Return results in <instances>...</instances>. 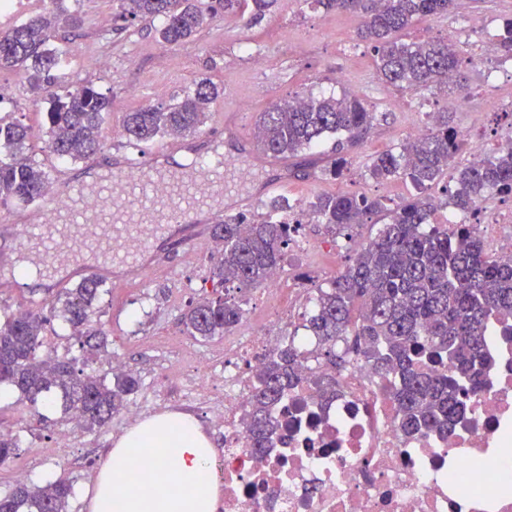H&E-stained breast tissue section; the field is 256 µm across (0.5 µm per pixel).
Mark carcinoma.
Returning a JSON list of instances; mask_svg holds the SVG:
<instances>
[{
    "label": "carcinoma",
    "mask_w": 512,
    "mask_h": 512,
    "mask_svg": "<svg viewBox=\"0 0 512 512\" xmlns=\"http://www.w3.org/2000/svg\"><path fill=\"white\" fill-rule=\"evenodd\" d=\"M117 19L158 21L154 37L167 47L180 46L226 13L250 14L257 22L275 0H118ZM326 11L360 10L361 40L372 45L378 76L389 86L421 94L448 87L461 73L462 59L444 41L407 42L398 34L414 24L444 15L453 0H311ZM53 9L0 30V71L21 72L31 91L50 103L47 150L60 160L79 162L100 148L101 129L111 101L87 83L64 85L68 50L58 41L61 28L82 23L70 0H50ZM219 88L202 78L167 104L126 113L129 141L146 144L157 138L194 133L211 112ZM377 120L373 106L360 97L297 95L269 106L256 123V146L265 153L296 156L333 140L331 173L340 177L349 164L348 150ZM28 127L0 117V205L29 204L45 192L49 175L27 155ZM457 132L442 122L427 135L380 153L367 165L378 182L409 181L415 195L390 208L381 197L341 193L321 196L311 210L334 231L351 230L371 216L386 213L388 222L357 250L350 265L327 288L318 289L304 329L317 340L319 355L336 370L362 355L376 372L392 376V391L401 428L407 435L446 433L467 407L468 394L482 384L488 363L485 340L492 320L512 336V264L490 257L473 224H436L433 185L443 175L455 183L449 204L468 212L486 194L512 195V148L499 149L461 169L451 167L460 150ZM268 216L252 222L243 214L213 227L221 241L213 275L224 284L258 287L283 258L291 228L287 206L273 200ZM108 291L103 281L86 278L48 300L70 335L89 350L106 347V333L91 322L95 301ZM364 309L352 322L355 306ZM243 308L227 295L205 299L183 315L188 335L210 340L231 331ZM46 318L38 312H0V385H9L36 403L60 397L64 414H75L88 429L101 427L120 413L139 386L130 373L107 376L73 358L39 353ZM302 354L290 339L269 355L252 396L250 447H268L277 424L273 409L283 393L301 381ZM448 359L454 373L424 368V362ZM19 448L15 436L0 435V464ZM73 485L60 477L45 485L18 481L0 495V512H69Z\"/></svg>",
    "instance_id": "obj_1"
}]
</instances>
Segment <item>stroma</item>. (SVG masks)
Returning a JSON list of instances; mask_svg holds the SVG:
<instances>
[{
    "instance_id": "stroma-1",
    "label": "stroma",
    "mask_w": 512,
    "mask_h": 512,
    "mask_svg": "<svg viewBox=\"0 0 512 512\" xmlns=\"http://www.w3.org/2000/svg\"><path fill=\"white\" fill-rule=\"evenodd\" d=\"M114 0H84L83 24L69 32L68 79L94 85L112 102L102 127V148L90 159L71 163L57 159L46 149L45 100L33 94L18 71L0 72V87L8 97L0 100V116L21 120L29 128L28 151L50 170L53 186L94 172L115 146H127L122 135L126 113L146 105L170 101L171 97L201 78L211 79L221 94L209 119L197 131V141L220 140L224 130L220 117L238 113L247 134H254L259 112L272 102L298 93H342L355 88L357 96L374 106L377 119L369 134L349 151L350 166L342 177L328 171L333 155L330 143L295 157H280L279 167H265L266 179L276 180L287 169L288 180L274 194H255L245 212L264 219L272 197L287 198L288 218L298 221L294 241L284 251L277 280L255 290L241 292L243 317L234 328L241 335L249 326L266 321L280 288L316 290L349 264L355 250L369 242L385 216L375 215L356 226L350 235L331 234L309 204L317 197L350 193L379 196L393 206L413 192L402 179L379 183L366 169L371 156L399 147L411 139L416 125H428L429 113L444 112V94L423 96L402 92L382 82L373 67V52L357 36L361 18L352 11L324 12L304 0H276L274 7L257 24L248 16L229 14L217 19L194 38L177 46L157 43L148 23L135 22L117 31L111 21ZM480 15L488 22L484 37H471L469 18ZM512 18V0H454L448 14L427 18L404 33L405 40L423 41L446 37L457 27L454 41L465 61L464 91L473 103L469 112H444L463 146L453 163L467 165L496 152L512 139V67L504 65L496 39L502 22ZM265 56L256 65L254 56ZM105 57L109 69L95 65ZM157 250L165 264L143 280L112 285L109 293L94 304L92 319L108 336L106 352L96 365L108 370L112 359H122L141 386L129 403L139 406L142 419L167 413H191L208 435L213 447L224 442L210 424L204 409L187 410L181 403L186 393L179 372L192 365L195 355L224 357V340L202 342L188 336L182 316L191 304L204 297L221 295L222 288L210 275L215 254L212 241L184 252L164 241ZM75 278L54 276L47 289L19 288L0 292V304L16 311H46L45 296L71 288ZM132 424L126 413H118L105 426L88 431L69 425L55 406H33L11 391L0 397V429L19 438L13 459L0 464V494L11 489L17 471L42 485L59 476L73 480L76 494L70 512H90L97 474L116 442ZM69 429L70 443L55 453L60 430Z\"/></svg>"
}]
</instances>
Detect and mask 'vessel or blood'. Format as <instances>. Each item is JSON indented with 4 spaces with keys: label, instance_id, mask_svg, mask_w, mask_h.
I'll list each match as a JSON object with an SVG mask.
<instances>
[{
    "label": "vessel or blood",
    "instance_id": "vessel-or-blood-1",
    "mask_svg": "<svg viewBox=\"0 0 512 512\" xmlns=\"http://www.w3.org/2000/svg\"><path fill=\"white\" fill-rule=\"evenodd\" d=\"M133 164L125 151H115L109 177L92 186L69 185L70 209L50 214L39 203L16 212L11 223L0 226V249H53L48 230L67 226L72 230L69 265L83 266L96 251L104 263L92 267L91 276L108 280L120 268L128 278L139 279L161 264L152 241L166 235L171 225L189 227L179 245L191 250L206 240L218 203L230 197L240 206L251 201L240 187L243 170L220 152L212 153L207 164L190 163L179 170L154 159L139 181L126 176ZM87 196L96 198V208L83 207Z\"/></svg>",
    "mask_w": 512,
    "mask_h": 512
}]
</instances>
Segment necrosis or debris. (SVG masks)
I'll use <instances>...</instances> for the list:
<instances>
[{
  "label": "necrosis or debris",
  "instance_id": "obj_1",
  "mask_svg": "<svg viewBox=\"0 0 512 512\" xmlns=\"http://www.w3.org/2000/svg\"><path fill=\"white\" fill-rule=\"evenodd\" d=\"M494 258L512 260V237L496 226L512 213L481 209L471 218ZM303 291L289 289L268 322L224 343L223 402L211 408L223 431L219 512H512V338L493 322L486 352L492 366L449 434L406 436L390 378L365 359L334 371L297 342L304 380L274 414L282 422L269 448L249 446L247 413L265 358L284 341V326L303 319ZM332 382L330 399L322 385Z\"/></svg>",
  "mask_w": 512,
  "mask_h": 512
}]
</instances>
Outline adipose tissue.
<instances>
[{
    "label": "adipose tissue",
    "mask_w": 512,
    "mask_h": 512,
    "mask_svg": "<svg viewBox=\"0 0 512 512\" xmlns=\"http://www.w3.org/2000/svg\"><path fill=\"white\" fill-rule=\"evenodd\" d=\"M154 451L155 489L143 492L126 484L139 438ZM176 476H169L168 464ZM213 448L198 422L171 413L140 423L113 448L102 467L91 512H216L219 485L210 475Z\"/></svg>",
    "instance_id": "ef3b65f1"
}]
</instances>
